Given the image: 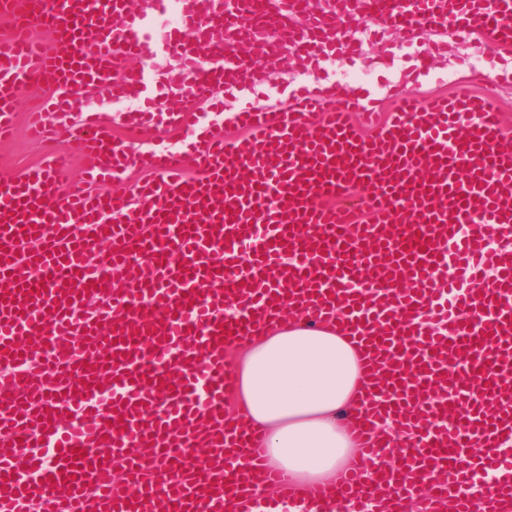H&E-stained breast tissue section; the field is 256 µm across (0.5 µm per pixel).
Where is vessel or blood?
Segmentation results:
<instances>
[{"label":"vessel or blood","mask_w":512,"mask_h":512,"mask_svg":"<svg viewBox=\"0 0 512 512\" xmlns=\"http://www.w3.org/2000/svg\"><path fill=\"white\" fill-rule=\"evenodd\" d=\"M105 15L126 21L106 30ZM343 15L512 47V0H183L192 37L168 50L189 97L213 100L355 51L336 38ZM0 17V139L22 90L45 87L31 136L86 161L82 189L54 162L0 180V512H313L299 493L262 498L291 480L224 414L226 350L286 302L354 327L388 365L326 497L347 512H512V134L494 98L404 96L365 136L349 115L373 119L367 96L306 89L275 118L241 107L251 137L228 141L187 106L152 107L131 65L155 48L150 21L126 0H0ZM91 86L143 101L125 128L193 133L187 149L149 150L159 179L138 196L123 185L133 156L98 113L73 110ZM99 182L109 191L91 192ZM116 271L136 287L114 288Z\"/></svg>","instance_id":"obj_1"}]
</instances>
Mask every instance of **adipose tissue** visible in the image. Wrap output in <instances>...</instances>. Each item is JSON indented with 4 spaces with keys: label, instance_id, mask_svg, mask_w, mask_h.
I'll use <instances>...</instances> for the list:
<instances>
[{
    "label": "adipose tissue",
    "instance_id": "1",
    "mask_svg": "<svg viewBox=\"0 0 512 512\" xmlns=\"http://www.w3.org/2000/svg\"><path fill=\"white\" fill-rule=\"evenodd\" d=\"M233 412L259 431L270 467L317 495L354 452L345 419L361 394L387 383L338 320L283 313L264 338L237 354Z\"/></svg>",
    "mask_w": 512,
    "mask_h": 512
}]
</instances>
